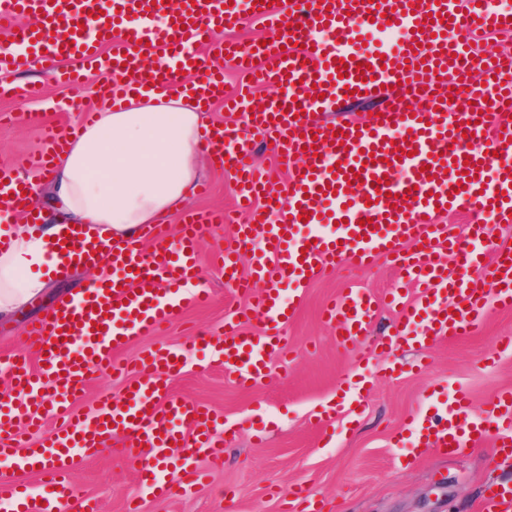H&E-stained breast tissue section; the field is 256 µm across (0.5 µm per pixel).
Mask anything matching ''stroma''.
<instances>
[{
  "mask_svg": "<svg viewBox=\"0 0 512 512\" xmlns=\"http://www.w3.org/2000/svg\"><path fill=\"white\" fill-rule=\"evenodd\" d=\"M106 79L105 73H95L75 92L37 68L5 76L15 92L0 98V164L27 170L42 140L41 128L10 124L5 113L39 110L51 124H81L85 111L95 109ZM206 169L203 190L188 206L230 212L232 221L199 242L201 279L213 298L177 314L159 337L172 346L181 345L192 330L219 331L225 318L245 304L213 263L215 250L231 243L237 225L245 221L235 209L233 174L212 163ZM86 278V273H73L28 306L0 315V352L25 350L27 326L77 292ZM349 285L381 292L402 282L382 260L362 273L338 268L298 292L283 289V300L295 307L287 335L297 354L284 365L271 361L261 387L241 389L220 366L199 370L201 353L188 355L186 367L170 378L169 388L173 395L200 401L221 414L224 466L212 468L206 457H198L204 481L186 494L141 496L143 512H285V494L296 483L307 488L309 498L323 503V512H477L486 485L512 477V456L494 454L488 445L415 460L408 443L437 403L457 389L469 392L479 413L495 391L512 386V351L498 354L495 364L483 361L498 336L512 333V312L491 310L481 335L439 341L429 351L432 367L426 373L412 369L414 353L370 351L365 364L373 379L361 390L356 414L341 413L331 430L317 427L321 407L335 401L339 382L357 370L354 353L337 345L321 318L327 297ZM140 476L128 455L110 448L78 457L70 474L75 494L93 499L97 512H126L129 498L140 495Z\"/></svg>",
  "mask_w": 512,
  "mask_h": 512,
  "instance_id": "1",
  "label": "stroma"
}]
</instances>
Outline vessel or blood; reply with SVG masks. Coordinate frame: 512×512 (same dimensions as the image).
<instances>
[{
	"instance_id": "obj_1",
	"label": "vessel or blood",
	"mask_w": 512,
	"mask_h": 512,
	"mask_svg": "<svg viewBox=\"0 0 512 512\" xmlns=\"http://www.w3.org/2000/svg\"><path fill=\"white\" fill-rule=\"evenodd\" d=\"M254 18L275 27L266 45L218 44L221 30ZM398 31L391 46L363 43V33ZM480 32L512 33V8L497 0H274L257 7L231 0H0V73L27 70L32 60L58 68V78L81 86L88 74L106 70V91L121 105L133 90L141 63L162 55L151 80L171 87L187 74L202 77L211 96L223 99L224 82L212 55L233 62L253 83L278 86L276 97L251 110L244 123L223 127L229 153H215L234 169L247 223L238 225L233 247L218 255L219 270L239 292L250 285L239 273L241 252L252 255L253 278L263 288L243 318L259 319L263 334L248 336L228 319L222 332L198 336L186 348L203 351L212 364L244 389L259 386L272 359L292 353L286 336L294 308L281 301L282 288L303 287L338 265L368 269L393 258L414 287L410 300L399 289L371 294L345 288L324 305L323 316L339 347L369 342L382 309L400 307L383 345L418 349L417 365L440 339L482 334L489 306L512 310V247L489 238L490 225L512 222V114L499 108L512 96V58L478 52ZM369 71H360V64ZM458 82L450 100L449 80ZM392 89L380 115L365 120L323 123L318 116L350 99H370L381 86ZM426 93V109L414 108V93ZM79 130L50 132L30 162L35 177L51 173ZM271 144L289 167V179L274 183L254 167L256 144ZM27 182L0 167V222L22 214L35 225ZM463 209L467 236L441 223L442 213ZM311 223L335 224L331 233L300 235L301 214ZM224 217L212 212L183 215L177 235L167 225L144 224L123 241L83 237L65 250L93 264L107 262L112 273L61 300L59 307L32 325L27 334L37 363L0 353V372L11 393L0 398V458H11L23 472L38 471L41 489L22 487L16 512H94L87 499L68 486L74 449L92 456L113 433H121L132 460L146 472L148 488L166 489L168 470L190 490L205 455L224 464L217 414L204 404L171 394L168 380L184 366L182 352L158 347L119 395L97 399L91 409H74L94 372L115 370L114 356L125 342L157 335L176 314L205 304V288L184 292L197 278V241ZM455 258L447 265L444 254ZM242 318V319H243ZM55 428L42 433L46 420ZM41 431L45 458L34 466L18 449V430ZM429 450L453 455L485 443L512 447V387L497 391L483 418L472 412L466 390H457L434 424L423 428ZM178 457H170L171 448ZM479 512H512V484L488 488Z\"/></svg>"
}]
</instances>
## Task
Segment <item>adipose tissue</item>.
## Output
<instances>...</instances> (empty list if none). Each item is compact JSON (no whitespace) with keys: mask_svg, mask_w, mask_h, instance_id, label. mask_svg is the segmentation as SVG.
<instances>
[{"mask_svg":"<svg viewBox=\"0 0 512 512\" xmlns=\"http://www.w3.org/2000/svg\"><path fill=\"white\" fill-rule=\"evenodd\" d=\"M212 127L190 94L147 77L121 107L99 110L59 160L50 187L30 183L32 200L51 191L57 210L39 232L13 225L11 246L0 251V314L39 295L67 264L55 243L64 232L92 224L125 238L176 214L197 190L202 136Z\"/></svg>","mask_w":512,"mask_h":512,"instance_id":"ef3b65f1","label":"adipose tissue"}]
</instances>
